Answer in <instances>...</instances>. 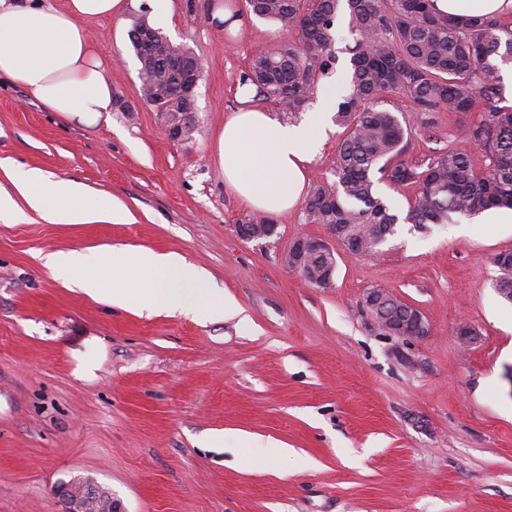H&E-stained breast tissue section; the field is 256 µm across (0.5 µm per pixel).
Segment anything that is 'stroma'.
I'll return each instance as SVG.
<instances>
[{"label":"stroma","instance_id":"obj_1","mask_svg":"<svg viewBox=\"0 0 512 512\" xmlns=\"http://www.w3.org/2000/svg\"><path fill=\"white\" fill-rule=\"evenodd\" d=\"M210 2L171 0L165 21L153 0H135L89 22L112 78V110L96 125L0 84V185L36 167L130 214L0 217V512H58L56 485L78 478L109 488L121 512H512V303L493 286L512 214L404 222L369 255L334 242L325 288L284 262L298 237L328 234L302 208L270 216V239L240 238L237 225L260 215L225 187L216 136L242 71L290 35L255 17L236 34L217 29ZM138 19L204 63L187 142L142 101L128 39ZM403 118L405 160L451 146L484 166L462 133L468 116ZM116 247L183 256L239 314L129 311L46 265L74 252L93 274ZM372 288L419 308L429 335H386L364 308ZM462 323L479 336L467 348Z\"/></svg>","mask_w":512,"mask_h":512}]
</instances>
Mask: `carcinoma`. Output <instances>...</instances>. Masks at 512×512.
<instances>
[{"mask_svg": "<svg viewBox=\"0 0 512 512\" xmlns=\"http://www.w3.org/2000/svg\"><path fill=\"white\" fill-rule=\"evenodd\" d=\"M247 6L256 18L296 33L295 40L252 58L240 76V85L254 89L253 100L289 118L308 108L339 61L338 18L353 40L345 47L349 61L335 115L346 130L336 154V183L310 189L304 201L309 222L336 225L340 238L362 243L367 255L393 237L399 223L376 190L379 182L416 189L405 217L411 224H446L454 216L512 208V105L502 104L501 75V65L512 63V25L435 13L430 0H247ZM144 28L168 41L140 20L129 33L137 56ZM163 62L141 64L142 86L159 98L161 111L180 112L182 103L165 95L177 75ZM394 97L404 112L471 115L465 136L480 146L485 168L456 148L418 163L404 160L408 127L388 108ZM495 263V287L512 289V258L501 254Z\"/></svg>", "mask_w": 512, "mask_h": 512, "instance_id": "carcinoma-1", "label": "carcinoma"}]
</instances>
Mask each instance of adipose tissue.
Wrapping results in <instances>:
<instances>
[{"label": "adipose tissue", "instance_id": "obj_1", "mask_svg": "<svg viewBox=\"0 0 512 512\" xmlns=\"http://www.w3.org/2000/svg\"><path fill=\"white\" fill-rule=\"evenodd\" d=\"M435 12L451 16L512 17V0H431ZM128 0H0V79L22 86L48 111L79 123L95 124L112 104L111 80L97 59L87 21L121 17ZM250 88L240 91L241 107L229 114L217 136L216 152L228 188L250 209L275 215L292 209L306 183V166L326 135L323 113L288 124L267 109L253 106ZM0 186V216L19 214L21 206L55 222L68 208L75 222L126 218L108 193L89 195L72 180H51L37 168L20 169ZM127 251L112 253L111 269L84 273L79 256L49 255L48 268L60 273L97 300L132 310L166 308L220 319L236 312L232 299L204 286V276L176 253L138 249L134 257L142 279L124 283L119 272Z\"/></svg>", "mask_w": 512, "mask_h": 512}]
</instances>
